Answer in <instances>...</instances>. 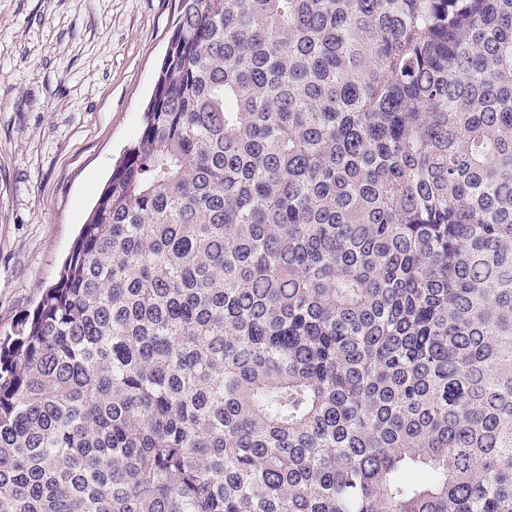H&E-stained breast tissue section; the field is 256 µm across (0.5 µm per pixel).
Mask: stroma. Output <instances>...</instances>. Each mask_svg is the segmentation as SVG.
Segmentation results:
<instances>
[{
	"instance_id": "obj_1",
	"label": "stroma",
	"mask_w": 512,
	"mask_h": 512,
	"mask_svg": "<svg viewBox=\"0 0 512 512\" xmlns=\"http://www.w3.org/2000/svg\"><path fill=\"white\" fill-rule=\"evenodd\" d=\"M174 20V0H0V334L137 139Z\"/></svg>"
}]
</instances>
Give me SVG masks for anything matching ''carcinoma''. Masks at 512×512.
<instances>
[{"instance_id":"1","label":"carcinoma","mask_w":512,"mask_h":512,"mask_svg":"<svg viewBox=\"0 0 512 512\" xmlns=\"http://www.w3.org/2000/svg\"><path fill=\"white\" fill-rule=\"evenodd\" d=\"M174 2L0 512H512V0Z\"/></svg>"}]
</instances>
